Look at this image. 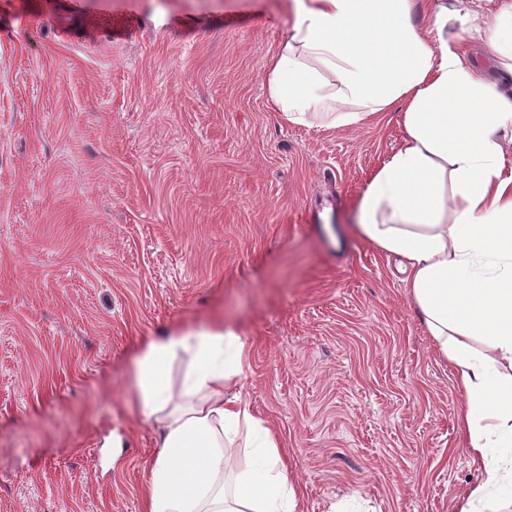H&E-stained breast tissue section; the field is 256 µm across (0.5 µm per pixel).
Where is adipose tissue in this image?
<instances>
[{"label": "adipose tissue", "instance_id": "1", "mask_svg": "<svg viewBox=\"0 0 512 512\" xmlns=\"http://www.w3.org/2000/svg\"><path fill=\"white\" fill-rule=\"evenodd\" d=\"M289 0L265 62L269 103L291 123L354 127L400 111L396 153L359 204L363 234L403 260L406 282L470 405L467 452L483 472L459 512H502L512 483V0ZM484 41L497 78L467 41ZM339 78L327 92L319 67ZM188 363L179 390L169 370ZM230 328L150 342L136 364L141 414L161 423L144 512H297L277 435L230 379Z\"/></svg>", "mask_w": 512, "mask_h": 512}]
</instances>
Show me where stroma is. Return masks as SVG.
<instances>
[{
  "mask_svg": "<svg viewBox=\"0 0 512 512\" xmlns=\"http://www.w3.org/2000/svg\"><path fill=\"white\" fill-rule=\"evenodd\" d=\"M285 0H0V512H143L152 340L234 329L227 387L298 512H456L468 412L358 204L400 115L291 124ZM123 40H114V33Z\"/></svg>",
  "mask_w": 512,
  "mask_h": 512,
  "instance_id": "obj_1",
  "label": "stroma"
}]
</instances>
